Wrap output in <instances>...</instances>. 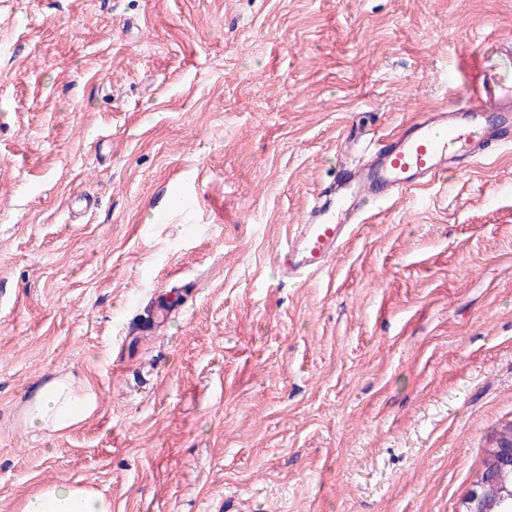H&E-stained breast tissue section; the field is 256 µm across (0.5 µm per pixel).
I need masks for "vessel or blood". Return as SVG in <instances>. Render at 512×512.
I'll list each match as a JSON object with an SVG mask.
<instances>
[{"instance_id":"b4317fda","label":"vessel or blood","mask_w":512,"mask_h":512,"mask_svg":"<svg viewBox=\"0 0 512 512\" xmlns=\"http://www.w3.org/2000/svg\"><path fill=\"white\" fill-rule=\"evenodd\" d=\"M512 143V71L485 65L475 89L440 112L378 139L367 160L318 194L303 223L291 225L278 260L283 280L324 272L372 205L413 194L449 169L472 168L489 145Z\"/></svg>"}]
</instances>
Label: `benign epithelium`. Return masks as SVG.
Masks as SVG:
<instances>
[{"mask_svg":"<svg viewBox=\"0 0 512 512\" xmlns=\"http://www.w3.org/2000/svg\"><path fill=\"white\" fill-rule=\"evenodd\" d=\"M512 508V429L499 434L487 472L464 501L463 512H508Z\"/></svg>","mask_w":512,"mask_h":512,"instance_id":"obj_1","label":"benign epithelium"}]
</instances>
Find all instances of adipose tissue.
<instances>
[{"label":"adipose tissue","instance_id":"1","mask_svg":"<svg viewBox=\"0 0 512 512\" xmlns=\"http://www.w3.org/2000/svg\"><path fill=\"white\" fill-rule=\"evenodd\" d=\"M97 407V393L71 375L47 380L24 408L27 428L60 436L83 423ZM20 512H112V502L100 492L79 485H48L29 496Z\"/></svg>","mask_w":512,"mask_h":512}]
</instances>
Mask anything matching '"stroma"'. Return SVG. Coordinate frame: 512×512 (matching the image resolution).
Segmentation results:
<instances>
[{
    "label": "stroma",
    "instance_id": "obj_1",
    "mask_svg": "<svg viewBox=\"0 0 512 512\" xmlns=\"http://www.w3.org/2000/svg\"><path fill=\"white\" fill-rule=\"evenodd\" d=\"M494 25L512 0H0V512L61 483L459 512L512 426V149L379 207L328 273L275 265L343 138L446 106ZM65 374L96 411L29 431ZM97 407V393L73 375L47 380L24 408L27 428L49 437L63 435L83 423Z\"/></svg>",
    "mask_w": 512,
    "mask_h": 512
}]
</instances>
